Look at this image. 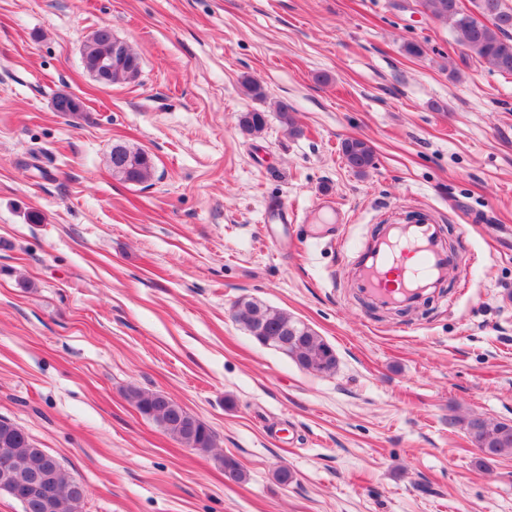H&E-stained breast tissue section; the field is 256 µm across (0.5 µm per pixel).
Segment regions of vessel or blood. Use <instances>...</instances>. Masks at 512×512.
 <instances>
[{
    "label": "vessel or blood",
    "instance_id": "obj_1",
    "mask_svg": "<svg viewBox=\"0 0 512 512\" xmlns=\"http://www.w3.org/2000/svg\"><path fill=\"white\" fill-rule=\"evenodd\" d=\"M447 277L448 249L438 225L388 224L362 253L354 286L378 306H410Z\"/></svg>",
    "mask_w": 512,
    "mask_h": 512
}]
</instances>
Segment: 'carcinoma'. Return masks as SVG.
<instances>
[{
	"label": "carcinoma",
	"mask_w": 512,
	"mask_h": 512,
	"mask_svg": "<svg viewBox=\"0 0 512 512\" xmlns=\"http://www.w3.org/2000/svg\"><path fill=\"white\" fill-rule=\"evenodd\" d=\"M472 4L473 9L465 10L460 0H418L422 12L456 32L470 54L492 69L511 75L512 9L504 0H472ZM111 33L109 26H100L90 33L82 47L84 66L93 68L110 56ZM127 58V63L112 67L107 75L108 83L133 82L138 78L139 57L129 49ZM277 112L288 134H298L291 106L281 101ZM266 125L267 116L263 111L252 110L239 116V128L247 135L262 133ZM341 152L346 164L359 174L374 165L373 147L362 138L344 139ZM110 162L112 175L125 183L145 184L153 176L152 159L141 148L115 145ZM232 316L251 336L258 337V342L288 353L303 369L330 373L336 368L337 360L330 353V346L311 328L288 314L273 312L253 299H241L234 304ZM127 398L142 415L153 419L185 446L201 453L215 447L213 431L173 399L139 388L129 389ZM466 431L471 443L482 453L476 461L477 467H483L488 458L512 455V424L471 417L466 421ZM54 458L55 455L38 447L16 423L0 418V494L6 493L5 479L18 474L43 475ZM220 463L225 480L234 483L244 480L245 474L235 460L222 457ZM50 475L54 481L69 487L68 494L46 502L38 492L25 493L24 512H73L74 502L86 499L87 487L77 479L66 477L61 466H56Z\"/></svg>",
	"instance_id": "cac0c4a2"
}]
</instances>
